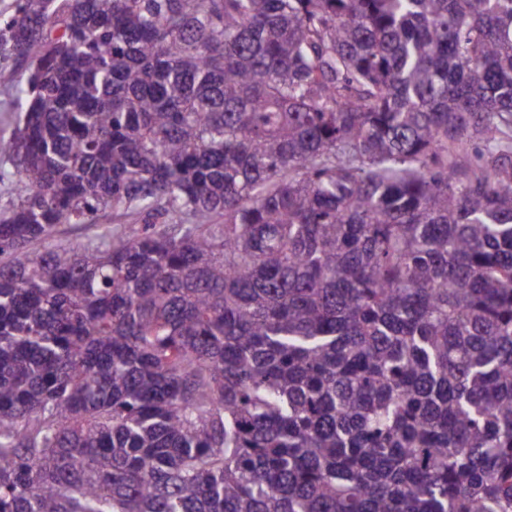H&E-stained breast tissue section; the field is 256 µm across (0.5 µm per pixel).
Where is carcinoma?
Instances as JSON below:
<instances>
[{"instance_id":"1","label":"carcinoma","mask_w":512,"mask_h":512,"mask_svg":"<svg viewBox=\"0 0 512 512\" xmlns=\"http://www.w3.org/2000/svg\"><path fill=\"white\" fill-rule=\"evenodd\" d=\"M13 4L0 512H512V0ZM97 224H60L51 239L53 245L62 244L75 246L83 244L92 239L100 232V225L114 228L120 233L123 225L130 222L129 218H116L112 212L100 213L96 218Z\"/></svg>"}]
</instances>
